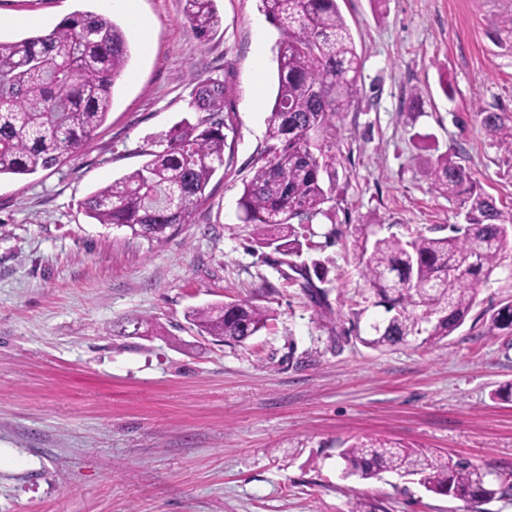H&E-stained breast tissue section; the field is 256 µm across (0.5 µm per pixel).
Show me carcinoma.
Instances as JSON below:
<instances>
[{"label":"carcinoma","mask_w":512,"mask_h":512,"mask_svg":"<svg viewBox=\"0 0 512 512\" xmlns=\"http://www.w3.org/2000/svg\"><path fill=\"white\" fill-rule=\"evenodd\" d=\"M280 32L277 92L266 145L239 199L241 219L259 243L288 258L302 255L295 225L325 214L336 185L331 155L339 123L359 91L362 61L337 0H261ZM186 16L202 38L222 27L215 0H186ZM130 47L108 17L77 11L49 33L0 40V176L50 169L82 149L112 107L113 88L125 73ZM194 124L173 127L166 147L146 153L133 171L98 188L83 202L98 224L127 227L160 240L188 223L193 209L224 166L228 127L224 82L204 81L195 96ZM485 131L512 153V112L479 113ZM434 190L459 204L465 224L447 236L422 231L394 234L363 249L362 276L389 317L361 339L380 350L409 343H438L453 335L475 304L477 286L500 265L512 236V206L496 203L448 154L431 170ZM272 319L264 306L229 302L224 313L207 306L191 311L202 336L243 345ZM484 333L512 334V302L483 314ZM343 474L366 480L382 472L418 475L425 488L455 499L490 501L512 496V472L495 481L467 463L442 461L433 452L378 440L352 442L340 453Z\"/></svg>","instance_id":"carcinoma-1"}]
</instances>
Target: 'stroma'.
Wrapping results in <instances>:
<instances>
[{
	"mask_svg": "<svg viewBox=\"0 0 512 512\" xmlns=\"http://www.w3.org/2000/svg\"><path fill=\"white\" fill-rule=\"evenodd\" d=\"M360 55L339 123L328 215L301 227L302 273L240 219L266 141L280 33L260 0H216L220 35L199 38L185 0L113 14L131 47L106 122L61 165L0 178V512H512L413 476H345L362 438L512 470V335H484L512 300V243L447 342L384 351L361 339L384 317L359 263L365 238L464 221L430 175L455 155L512 205V155L480 111L512 112V0H338ZM101 0H0V39L49 32ZM42 20L41 29L13 24ZM151 28L143 42L138 20ZM222 80L224 165L188 223L156 241L96 223L83 202L140 166L181 122L199 84ZM269 308L243 345L199 335L192 309ZM131 319L143 335L126 336Z\"/></svg>",
	"mask_w": 512,
	"mask_h": 512,
	"instance_id": "1",
	"label": "stroma"
}]
</instances>
